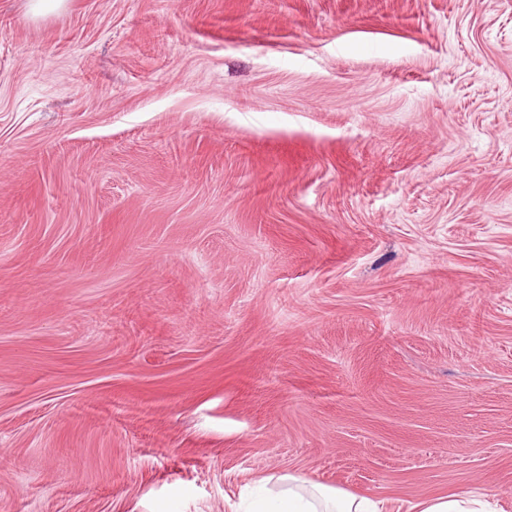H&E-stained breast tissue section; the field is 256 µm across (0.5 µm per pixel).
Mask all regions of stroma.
Listing matches in <instances>:
<instances>
[{
	"label": "stroma",
	"instance_id": "35a3bbf8",
	"mask_svg": "<svg viewBox=\"0 0 512 512\" xmlns=\"http://www.w3.org/2000/svg\"><path fill=\"white\" fill-rule=\"evenodd\" d=\"M288 473L512 512V0H0V512Z\"/></svg>",
	"mask_w": 512,
	"mask_h": 512
}]
</instances>
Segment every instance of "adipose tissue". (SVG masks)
Here are the masks:
<instances>
[{
	"label": "adipose tissue",
	"mask_w": 512,
	"mask_h": 512,
	"mask_svg": "<svg viewBox=\"0 0 512 512\" xmlns=\"http://www.w3.org/2000/svg\"><path fill=\"white\" fill-rule=\"evenodd\" d=\"M278 482L272 501L254 503L251 512H385L381 502L300 475L289 473Z\"/></svg>",
	"instance_id": "1"
}]
</instances>
